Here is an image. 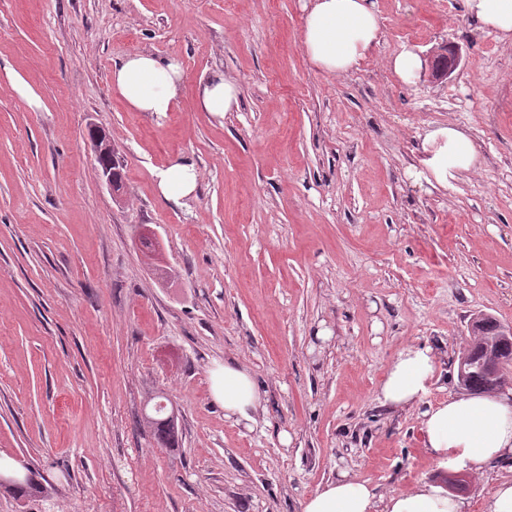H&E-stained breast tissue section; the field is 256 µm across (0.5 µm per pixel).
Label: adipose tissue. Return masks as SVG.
<instances>
[{
    "label": "adipose tissue",
    "instance_id": "adipose-tissue-1",
    "mask_svg": "<svg viewBox=\"0 0 512 512\" xmlns=\"http://www.w3.org/2000/svg\"><path fill=\"white\" fill-rule=\"evenodd\" d=\"M480 28L502 41H512V0H465ZM381 34L374 0H309L302 24V47L316 69L344 74L356 69ZM178 63L137 53L116 63L112 86L137 112L166 113L183 86ZM198 100L204 111L221 115L238 106V87L223 73L202 79ZM432 148L426 165L440 185L470 169L477 152L462 130L439 127L426 136ZM198 175L194 163L180 159L158 174L165 201L179 203L194 194ZM437 355L429 347L401 351L380 384L378 400L388 408L418 403L432 381ZM213 395L224 404L225 419L252 427L261 398L251 375L234 360L211 372ZM425 447L440 468L481 472L493 462H512V393L449 396L421 415ZM464 498L452 495L442 482L419 484L411 491L383 496L366 483L340 474L307 498L302 512H467Z\"/></svg>",
    "mask_w": 512,
    "mask_h": 512
}]
</instances>
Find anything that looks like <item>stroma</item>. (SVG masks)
Segmentation results:
<instances>
[{
  "label": "stroma",
  "mask_w": 512,
  "mask_h": 512,
  "mask_svg": "<svg viewBox=\"0 0 512 512\" xmlns=\"http://www.w3.org/2000/svg\"><path fill=\"white\" fill-rule=\"evenodd\" d=\"M305 4L0 0V455L44 486L0 490V512H302L342 473L383 494L441 479L420 415L459 393L473 318L512 325V43L465 0H376L378 44L333 76L302 49ZM449 47L440 81L389 66ZM137 53L180 65L173 111L113 90ZM214 71L239 88L222 116L198 103ZM448 124L477 160L444 187L423 142ZM180 158L198 190L173 204L157 174ZM410 346L437 351L435 377L387 409ZM228 357L264 406L250 429L210 389ZM160 391L176 448L141 421ZM391 65L402 82L410 83L420 76L424 62L415 51L403 50L393 57Z\"/></svg>",
  "instance_id": "35a3bbf8"
}]
</instances>
